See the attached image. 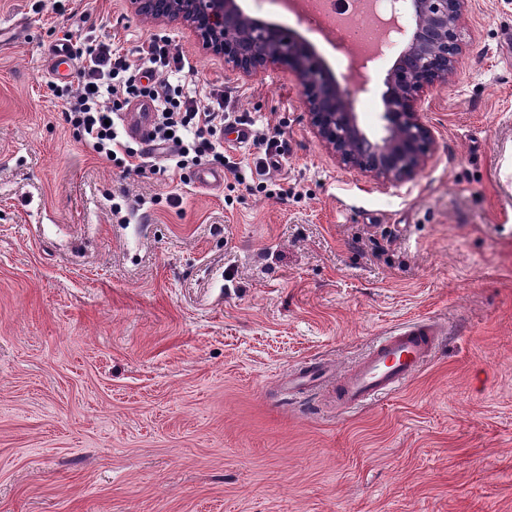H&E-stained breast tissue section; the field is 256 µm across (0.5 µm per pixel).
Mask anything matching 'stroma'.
<instances>
[{"instance_id":"35a3bbf8","label":"stroma","mask_w":512,"mask_h":512,"mask_svg":"<svg viewBox=\"0 0 512 512\" xmlns=\"http://www.w3.org/2000/svg\"><path fill=\"white\" fill-rule=\"evenodd\" d=\"M238 4L345 73L303 20ZM464 25L420 105L433 156L383 186L323 146L288 69L241 76L131 0H0V512H512V0ZM67 31L170 37L201 96L280 130L287 198L89 153L42 72ZM388 71L352 95L370 134ZM419 318L442 336L398 393L339 413L285 390Z\"/></svg>"}]
</instances>
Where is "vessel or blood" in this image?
Listing matches in <instances>:
<instances>
[{
  "label": "vessel or blood",
  "instance_id": "vessel-or-blood-1",
  "mask_svg": "<svg viewBox=\"0 0 512 512\" xmlns=\"http://www.w3.org/2000/svg\"><path fill=\"white\" fill-rule=\"evenodd\" d=\"M72 67L66 46L53 45L44 60L47 76L53 80L71 78ZM440 334L436 323L421 319L385 337L336 379L306 364L294 371L291 383L310 392L327 391L337 410L347 412L401 389L432 357Z\"/></svg>",
  "mask_w": 512,
  "mask_h": 512
}]
</instances>
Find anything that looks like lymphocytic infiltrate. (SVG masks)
I'll return each mask as SVG.
<instances>
[{
    "label": "lymphocytic infiltrate",
    "instance_id": "1",
    "mask_svg": "<svg viewBox=\"0 0 512 512\" xmlns=\"http://www.w3.org/2000/svg\"><path fill=\"white\" fill-rule=\"evenodd\" d=\"M64 40L79 62L76 81L53 82L49 89L91 153L123 172H145L144 153L125 139L116 118L132 99L147 96L156 108L152 137L161 151L163 171L176 174L206 161L240 175V163L224 153L223 133L225 128L247 123V115L225 111L220 95L199 105L196 92L179 83L185 61L171 41L152 38L130 53L69 32Z\"/></svg>",
    "mask_w": 512,
    "mask_h": 512
}]
</instances>
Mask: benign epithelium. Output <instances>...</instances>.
<instances>
[{"instance_id":"obj_1","label":"benign epithelium","mask_w":512,"mask_h":512,"mask_svg":"<svg viewBox=\"0 0 512 512\" xmlns=\"http://www.w3.org/2000/svg\"><path fill=\"white\" fill-rule=\"evenodd\" d=\"M139 16L180 18L207 49L245 76L271 66L292 71L307 116L320 141L345 166L382 185L412 181L435 150V139L419 106L434 87L448 83L464 49L462 21L469 0H394L387 42H405L401 63L386 78L383 95L386 135L368 134L358 123L347 77L333 78L312 51L288 29L246 15L236 0H133Z\"/></svg>"}]
</instances>
